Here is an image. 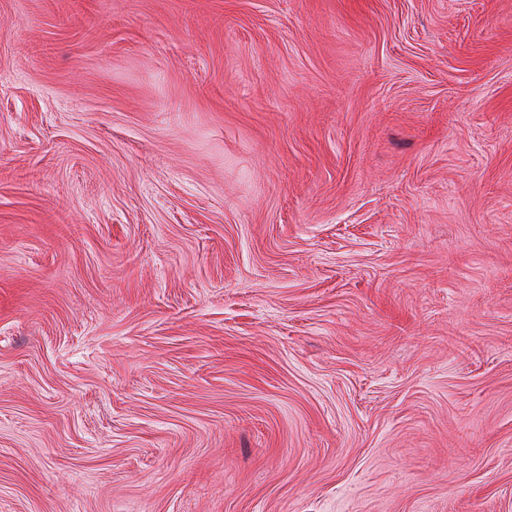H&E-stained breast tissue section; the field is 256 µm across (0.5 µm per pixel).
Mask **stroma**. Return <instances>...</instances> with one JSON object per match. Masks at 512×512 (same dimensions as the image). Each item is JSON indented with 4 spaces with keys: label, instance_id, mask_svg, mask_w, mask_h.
<instances>
[{
    "label": "stroma",
    "instance_id": "1",
    "mask_svg": "<svg viewBox=\"0 0 512 512\" xmlns=\"http://www.w3.org/2000/svg\"><path fill=\"white\" fill-rule=\"evenodd\" d=\"M0 512H512V0H0Z\"/></svg>",
    "mask_w": 512,
    "mask_h": 512
}]
</instances>
